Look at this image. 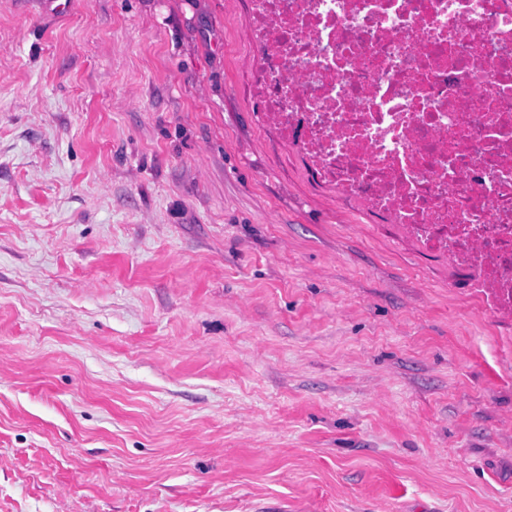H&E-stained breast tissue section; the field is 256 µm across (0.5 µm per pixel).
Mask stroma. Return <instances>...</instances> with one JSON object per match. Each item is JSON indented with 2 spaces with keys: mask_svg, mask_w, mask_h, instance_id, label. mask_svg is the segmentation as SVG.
<instances>
[{
  "mask_svg": "<svg viewBox=\"0 0 512 512\" xmlns=\"http://www.w3.org/2000/svg\"><path fill=\"white\" fill-rule=\"evenodd\" d=\"M246 0H0V512H512V319L316 185Z\"/></svg>",
  "mask_w": 512,
  "mask_h": 512,
  "instance_id": "obj_1",
  "label": "stroma"
}]
</instances>
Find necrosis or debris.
I'll return each instance as SVG.
<instances>
[{
  "mask_svg": "<svg viewBox=\"0 0 512 512\" xmlns=\"http://www.w3.org/2000/svg\"><path fill=\"white\" fill-rule=\"evenodd\" d=\"M264 116L512 314V0H249Z\"/></svg>",
  "mask_w": 512,
  "mask_h": 512,
  "instance_id": "obj_1",
  "label": "necrosis or debris"
}]
</instances>
